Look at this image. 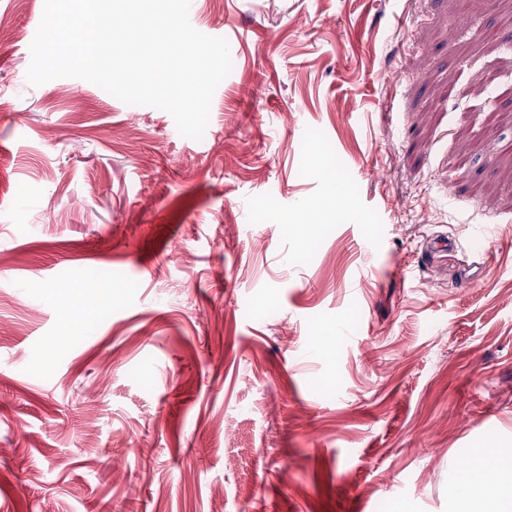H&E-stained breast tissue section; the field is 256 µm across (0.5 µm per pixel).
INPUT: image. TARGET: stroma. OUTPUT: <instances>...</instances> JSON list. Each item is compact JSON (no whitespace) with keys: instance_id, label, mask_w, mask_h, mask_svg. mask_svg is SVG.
I'll return each instance as SVG.
<instances>
[{"instance_id":"obj_1","label":"stroma","mask_w":512,"mask_h":512,"mask_svg":"<svg viewBox=\"0 0 512 512\" xmlns=\"http://www.w3.org/2000/svg\"><path fill=\"white\" fill-rule=\"evenodd\" d=\"M192 3L233 62L199 140L29 84L11 13L0 512H454L512 457V0ZM118 297L119 292L113 290L112 284L100 283L94 286L89 296L91 300L86 306L87 313L92 314L99 307L112 304Z\"/></svg>"}]
</instances>
